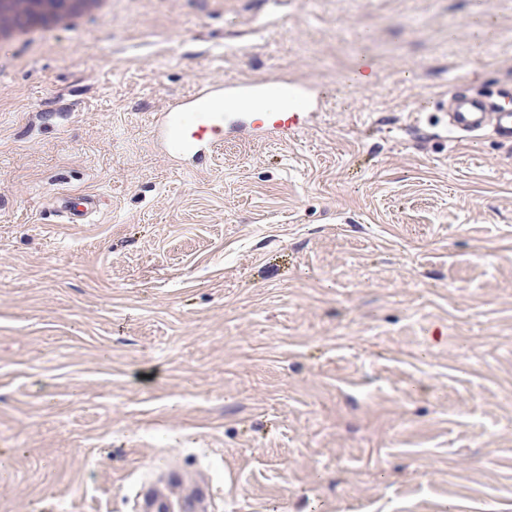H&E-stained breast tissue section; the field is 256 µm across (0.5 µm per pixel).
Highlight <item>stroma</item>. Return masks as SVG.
Segmentation results:
<instances>
[{"label":"stroma","mask_w":512,"mask_h":512,"mask_svg":"<svg viewBox=\"0 0 512 512\" xmlns=\"http://www.w3.org/2000/svg\"><path fill=\"white\" fill-rule=\"evenodd\" d=\"M14 56L0 512H132L169 467L214 512H512V143L408 116L512 90V0H112ZM282 75L328 96L293 142L181 171L149 133ZM101 196L94 191L57 192L52 197V206L65 224H86L100 208Z\"/></svg>","instance_id":"stroma-1"}]
</instances>
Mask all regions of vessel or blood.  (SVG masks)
<instances>
[{
	"label": "vessel or blood",
	"instance_id": "vessel-or-blood-1",
	"mask_svg": "<svg viewBox=\"0 0 512 512\" xmlns=\"http://www.w3.org/2000/svg\"><path fill=\"white\" fill-rule=\"evenodd\" d=\"M325 101L317 90L299 86L288 78L262 84L228 79L204 84L176 98L169 111L152 126L154 138L174 156L181 168L212 162L225 142L260 137L274 144L297 138L309 113L319 111ZM436 125L447 137L467 141L491 131L496 138L512 142V93L497 97L468 95L451 90L432 106ZM193 122H185L186 113ZM101 196L94 191H61L52 206L65 224H85L100 208ZM212 487L197 491L194 499L178 500L164 488L144 484L139 492V512H203L201 504L212 496Z\"/></svg>",
	"mask_w": 512,
	"mask_h": 512
}]
</instances>
